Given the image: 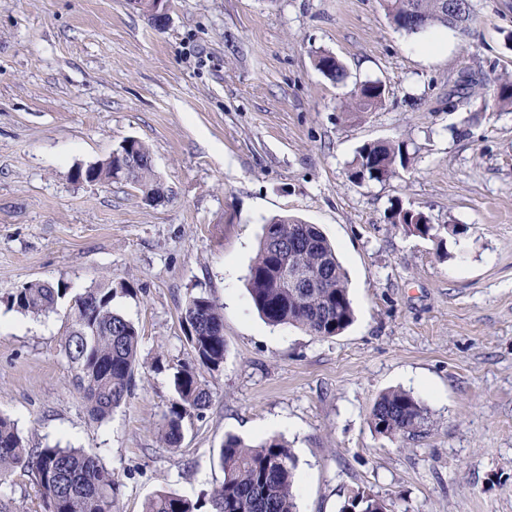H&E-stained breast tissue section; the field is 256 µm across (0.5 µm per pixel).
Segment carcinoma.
<instances>
[{
	"mask_svg": "<svg viewBox=\"0 0 512 512\" xmlns=\"http://www.w3.org/2000/svg\"><path fill=\"white\" fill-rule=\"evenodd\" d=\"M459 0H380L390 23L407 34L432 27L461 28L472 9L459 11ZM316 69L333 83L347 77L345 66L332 54L318 52ZM495 101L512 106V81L493 89ZM384 101L379 82H365L351 91L346 111L366 113ZM115 157L96 164L97 177L110 181ZM411 157L404 143L372 142L357 152L349 169L351 180L386 182L408 168ZM132 184L147 194L159 184L153 167L142 165ZM390 222L404 232L434 238L441 228L420 211L396 207ZM293 266L307 277V287H293L281 279L283 267ZM247 289L254 308L271 326L289 324L323 338L341 334L353 321L348 280L336 250L313 224L296 216L270 218L250 265ZM67 289L49 282L31 281L8 297L10 307L24 315L54 309ZM181 320L190 328L188 340L197 367H184L175 376L178 400L165 416L161 441L176 448L182 439V421L191 411L203 412L211 395L197 369L209 372L224 365L223 306L203 293L192 295L181 309ZM140 334L135 324L112 309V281L105 280L75 297L71 326L64 351L73 371V385L83 392L93 419L103 422L131 395L139 364ZM373 430L391 440L425 432L429 409L405 390L381 394L370 414ZM224 481L208 495L209 512H296V459L281 439L269 438L248 445L236 436L224 439L220 454ZM21 468L31 472L39 487L45 512H115L117 488L112 471L78 448H28L15 423L0 416V478ZM146 512H197L190 501L167 491L149 499ZM340 512H391L389 503L358 490L347 496Z\"/></svg>",
	"mask_w": 512,
	"mask_h": 512,
	"instance_id": "cac0c4a2",
	"label": "carcinoma"
}]
</instances>
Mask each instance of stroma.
I'll use <instances>...</instances> for the list:
<instances>
[{"instance_id":"35a3bbf8","label":"stroma","mask_w":512,"mask_h":512,"mask_svg":"<svg viewBox=\"0 0 512 512\" xmlns=\"http://www.w3.org/2000/svg\"><path fill=\"white\" fill-rule=\"evenodd\" d=\"M466 29L397 31L379 0H171L156 30L125 0H0V415L30 448H81L119 486L117 512L165 490L197 501L221 484L226 436L277 437L297 461V512H339L364 489L392 512H512V0H472ZM333 53L348 78L316 69ZM478 73L483 85L467 86ZM385 101L349 118L355 85ZM134 137L169 191L151 204L126 183L75 181ZM405 142L399 178L353 182L360 146ZM445 227L421 238L393 207ZM316 225L348 273L355 309L320 338L265 324L248 267L276 215ZM111 280L112 307L140 333L132 396L93 421L62 350L70 296ZM30 281L68 290L40 316L7 296ZM224 306L226 355L204 373L210 406L159 429L173 379L195 357L180 309L196 293ZM410 391L427 434L391 440L369 413ZM0 496L44 512L15 470Z\"/></svg>"}]
</instances>
